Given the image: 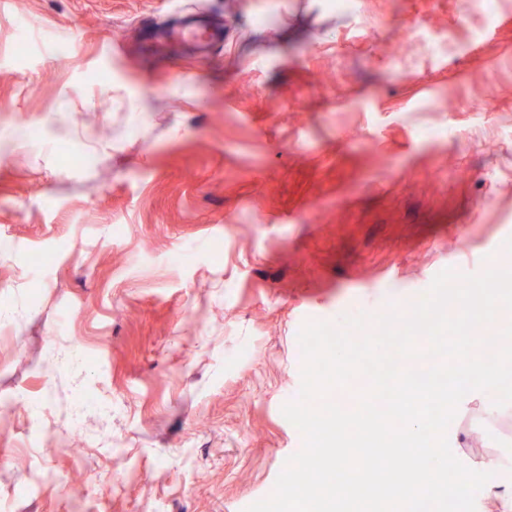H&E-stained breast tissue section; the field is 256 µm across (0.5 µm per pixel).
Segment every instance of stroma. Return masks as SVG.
<instances>
[{
	"mask_svg": "<svg viewBox=\"0 0 512 512\" xmlns=\"http://www.w3.org/2000/svg\"><path fill=\"white\" fill-rule=\"evenodd\" d=\"M192 2L0 5V512L77 475L84 512H246L303 446L305 321L512 250V0H200L223 44L146 55ZM500 412L447 434L512 476ZM465 446H457L456 453L466 455L470 458L473 469L484 474H498L502 471V464L499 455L488 448H481L483 444V435L477 429L467 430L465 434ZM465 449L471 454H466Z\"/></svg>",
	"mask_w": 512,
	"mask_h": 512,
	"instance_id": "obj_1",
	"label": "stroma"
}]
</instances>
